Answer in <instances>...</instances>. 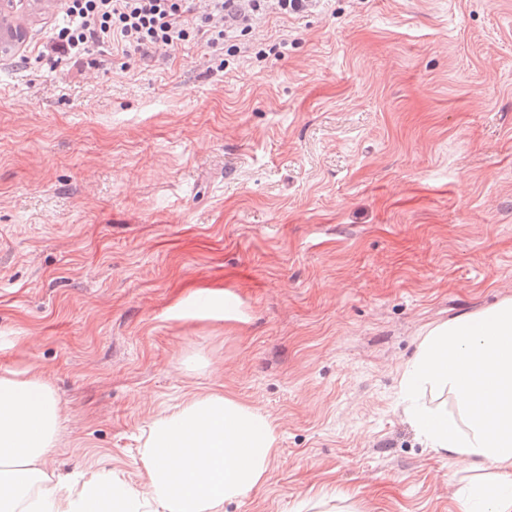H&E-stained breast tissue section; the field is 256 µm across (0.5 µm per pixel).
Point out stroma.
Here are the masks:
<instances>
[{"mask_svg": "<svg viewBox=\"0 0 512 512\" xmlns=\"http://www.w3.org/2000/svg\"><path fill=\"white\" fill-rule=\"evenodd\" d=\"M59 11L0 52V373L60 402L47 470L141 488L149 425L221 387L278 448L223 512H455L401 374L512 298V0H310L92 68L32 60Z\"/></svg>", "mask_w": 512, "mask_h": 512, "instance_id": "1", "label": "stroma"}]
</instances>
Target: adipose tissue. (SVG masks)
Segmentation results:
<instances>
[{"mask_svg":"<svg viewBox=\"0 0 512 512\" xmlns=\"http://www.w3.org/2000/svg\"><path fill=\"white\" fill-rule=\"evenodd\" d=\"M401 386L431 448L489 473L456 492L458 512H512V298L429 329ZM433 390L447 392L456 412L422 402ZM61 423L40 374H0V512H222L266 478L276 454L268 417L211 391L150 425L142 488L105 469L67 480L45 469Z\"/></svg>","mask_w":512,"mask_h":512,"instance_id":"adipose-tissue-1","label":"adipose tissue"}]
</instances>
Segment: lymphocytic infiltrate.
I'll list each match as a JSON object with an SVG mask.
<instances>
[{
    "instance_id": "1",
    "label": "lymphocytic infiltrate",
    "mask_w": 512,
    "mask_h": 512,
    "mask_svg": "<svg viewBox=\"0 0 512 512\" xmlns=\"http://www.w3.org/2000/svg\"><path fill=\"white\" fill-rule=\"evenodd\" d=\"M267 2L207 0L208 12L199 16L194 0H62L41 53L89 65L95 51L114 45L144 59L196 38L213 46L230 31L248 30Z\"/></svg>"
}]
</instances>
